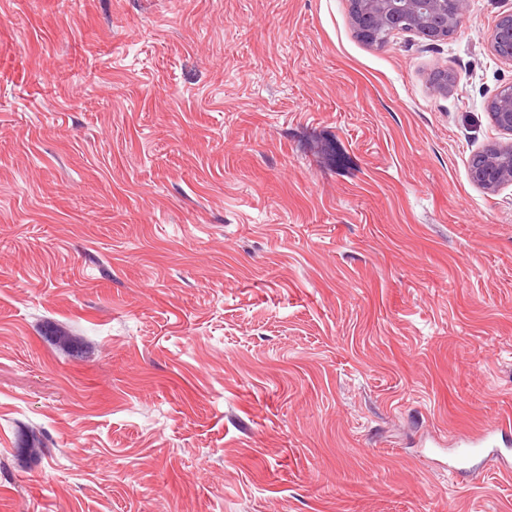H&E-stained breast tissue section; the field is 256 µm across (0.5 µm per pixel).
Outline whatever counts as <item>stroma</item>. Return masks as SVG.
Wrapping results in <instances>:
<instances>
[{
	"mask_svg": "<svg viewBox=\"0 0 512 512\" xmlns=\"http://www.w3.org/2000/svg\"><path fill=\"white\" fill-rule=\"evenodd\" d=\"M510 11L0 0V512H512ZM357 36L368 44L382 34L413 32L424 39L447 40L468 12V0H349ZM492 51L498 57L512 61V12L497 20ZM487 110L494 124L503 131L512 133V85L499 90L488 102ZM474 155L479 156V161L476 165L469 164L472 183L492 192L512 185V143L489 145ZM511 428L512 421L509 418L505 421H502L494 428L487 431H482L474 436L454 438L452 444L455 446L453 449L455 450L458 460H467L473 454L482 449L480 446L488 443L499 434L503 437L506 435L507 430H511Z\"/></svg>",
	"mask_w": 512,
	"mask_h": 512,
	"instance_id": "1",
	"label": "stroma"
}]
</instances>
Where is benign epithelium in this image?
Masks as SVG:
<instances>
[{
    "instance_id": "obj_1",
    "label": "benign epithelium",
    "mask_w": 512,
    "mask_h": 512,
    "mask_svg": "<svg viewBox=\"0 0 512 512\" xmlns=\"http://www.w3.org/2000/svg\"><path fill=\"white\" fill-rule=\"evenodd\" d=\"M467 12L468 0H349L355 33L368 44L398 32H413L431 42L446 40ZM492 51L512 61V12L497 20ZM487 110L499 129L512 133L511 84L487 102ZM477 155L478 163L468 169L472 183L492 192L512 185V143L489 145Z\"/></svg>"
}]
</instances>
